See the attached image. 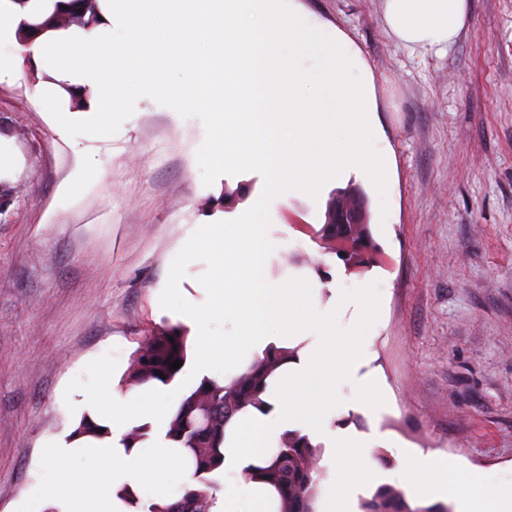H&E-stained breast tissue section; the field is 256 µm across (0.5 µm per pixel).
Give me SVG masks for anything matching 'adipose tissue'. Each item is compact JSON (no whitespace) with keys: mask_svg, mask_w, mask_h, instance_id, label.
<instances>
[{"mask_svg":"<svg viewBox=\"0 0 512 512\" xmlns=\"http://www.w3.org/2000/svg\"><path fill=\"white\" fill-rule=\"evenodd\" d=\"M80 0H0V81L21 77L31 58L37 92L55 114V129L68 136L75 123L96 135L112 127L116 101L151 98L178 103L182 112L217 114L214 136L202 143L205 160L259 166L267 196L320 197L333 181L357 175L386 185L389 156L376 133L369 89L346 40L310 23L295 0H97V19L84 26L56 27V16L81 10ZM124 20L121 41L112 39L114 17ZM467 0H383L388 34L411 50L445 51L463 32ZM184 79L167 80L171 69ZM215 260L217 282L208 307L184 303L181 315L195 330L194 367L229 381L271 348L296 354L269 379L265 408L236 415L224 437V464L213 477L223 496L214 512H279L275 489L244 480L243 470L267 466L285 432L300 429L325 447L321 464L330 472L317 512H358V494L375 475L368 450L347 429H331L332 417L371 411L383 398L380 381L367 373L370 325L379 316L377 288H339L311 321L296 311L311 300L309 282L264 278L269 243L262 225H242L227 235L216 225L200 242ZM347 322H337L340 314ZM233 320L238 332L215 336L208 324ZM100 391L78 406L104 436L81 435L71 442L48 441L46 457L56 468L82 456L91 472L54 478L28 488L34 508L55 512H132L127 494L165 506L192 482L181 449L165 437L175 392L151 383L117 390L110 362L93 359ZM351 384L349 397L312 399L314 378ZM150 426L147 442L125 444L132 428ZM394 479L410 495L453 498L456 512H512V486L478 474L451 482L441 459L402 452Z\"/></svg>","mask_w":512,"mask_h":512,"instance_id":"1","label":"adipose tissue"}]
</instances>
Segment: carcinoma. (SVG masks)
Returning <instances> with one entry per match:
<instances>
[{
    "label": "carcinoma",
    "instance_id": "cac0c4a2",
    "mask_svg": "<svg viewBox=\"0 0 512 512\" xmlns=\"http://www.w3.org/2000/svg\"><path fill=\"white\" fill-rule=\"evenodd\" d=\"M352 246L336 249L335 234L323 225L321 239L326 248L335 250L347 265L360 264L368 258L371 248L369 225L348 229ZM293 351H268L255 359L242 373L226 384L203 379L174 409L166 436L180 444L188 463L194 466L196 485L176 504L161 507L141 503L137 512H212L219 483L211 474L224 464V430L239 412L265 405L263 394L267 379L279 368L286 355ZM187 360L186 335L182 328L172 326L146 337L132 361L127 381L132 386L148 383L171 384L180 370L171 363ZM161 374H156V371ZM321 448L311 444L307 436L294 430L282 436L272 461L254 473L244 470L246 480L261 477L278 491L283 502L281 512H316L319 484L324 477L320 466ZM362 512H448L442 504L432 507H411L404 491L393 486H380L362 504Z\"/></svg>",
    "mask_w": 512,
    "mask_h": 512
}]
</instances>
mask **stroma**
<instances>
[{
    "label": "stroma",
    "mask_w": 512,
    "mask_h": 512,
    "mask_svg": "<svg viewBox=\"0 0 512 512\" xmlns=\"http://www.w3.org/2000/svg\"><path fill=\"white\" fill-rule=\"evenodd\" d=\"M300 2L345 35L390 156L386 194L347 182L368 200L365 268L318 237L335 188L267 203L262 168L200 157L211 115L118 101L110 134L63 139L29 78L0 82V138L20 157L0 178V512H27L25 490L52 477L42 448L79 424L89 360L127 373L146 336L182 325L214 276L192 241L249 210L274 243L268 277L313 281L297 318L331 289L379 288L369 368L386 395L348 416L370 457L392 470L412 448L512 481V0H468L445 53L395 43L382 0Z\"/></svg>",
    "instance_id": "1"
}]
</instances>
